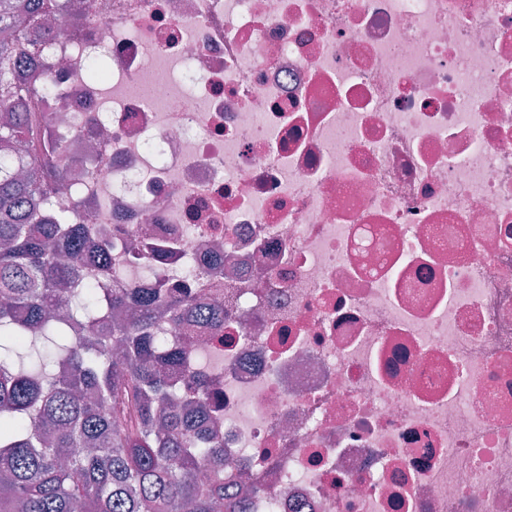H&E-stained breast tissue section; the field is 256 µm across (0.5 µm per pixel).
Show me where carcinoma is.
<instances>
[{"label":"carcinoma","mask_w":512,"mask_h":512,"mask_svg":"<svg viewBox=\"0 0 512 512\" xmlns=\"http://www.w3.org/2000/svg\"><path fill=\"white\" fill-rule=\"evenodd\" d=\"M61 0H0V512H246L224 471L210 406L217 379L192 374L183 334L224 318L199 291L142 288L86 249L62 148L24 111L20 43L50 38ZM204 468L208 478L198 480Z\"/></svg>","instance_id":"carcinoma-1"}]
</instances>
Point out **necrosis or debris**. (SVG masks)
Listing matches in <instances>:
<instances>
[{
  "instance_id": "necrosis-or-debris-1",
  "label": "necrosis or debris",
  "mask_w": 512,
  "mask_h": 512,
  "mask_svg": "<svg viewBox=\"0 0 512 512\" xmlns=\"http://www.w3.org/2000/svg\"><path fill=\"white\" fill-rule=\"evenodd\" d=\"M67 5L25 76L124 278L223 309L246 512H512V0Z\"/></svg>"
}]
</instances>
